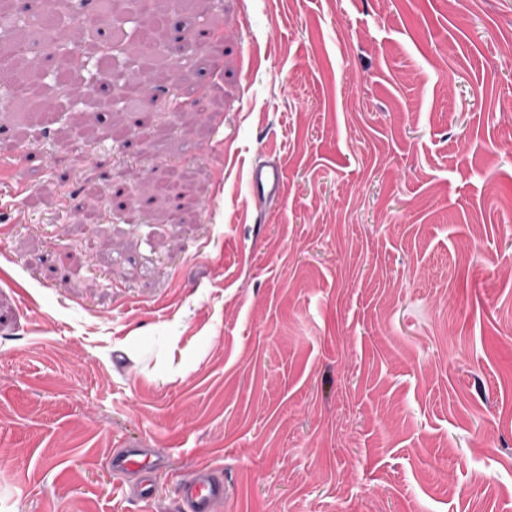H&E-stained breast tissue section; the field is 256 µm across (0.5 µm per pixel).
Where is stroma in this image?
Masks as SVG:
<instances>
[{"label":"stroma","instance_id":"35a3bbf8","mask_svg":"<svg viewBox=\"0 0 512 512\" xmlns=\"http://www.w3.org/2000/svg\"><path fill=\"white\" fill-rule=\"evenodd\" d=\"M192 20L179 110L0 111V512H512V0ZM248 186L255 200L278 199L282 189L281 168L277 164L252 165ZM138 441H132L125 448H118L107 458L106 468L117 476L122 483L138 478L136 494L141 500H149L152 487L149 475L166 464L167 456L152 448H139ZM177 488L179 512H215L224 501V473L199 468L182 475Z\"/></svg>","mask_w":512,"mask_h":512}]
</instances>
